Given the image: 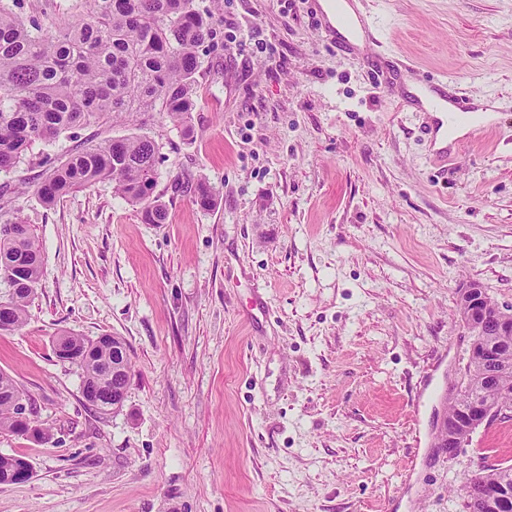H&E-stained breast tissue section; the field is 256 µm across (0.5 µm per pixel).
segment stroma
<instances>
[{"label":"stroma","instance_id":"1","mask_svg":"<svg viewBox=\"0 0 512 512\" xmlns=\"http://www.w3.org/2000/svg\"><path fill=\"white\" fill-rule=\"evenodd\" d=\"M213 9L191 128L159 112L35 144L0 173L43 249L26 323L0 371L49 442L0 431L29 481L0 512H464L483 457L512 464V418L436 447L472 341L476 283L512 307V0H357L376 43L348 51L313 0ZM490 104L441 171L406 112L411 86ZM159 146L149 224L111 183L54 205L35 193L75 141ZM206 179L205 210L186 192ZM121 338L123 407L103 416L57 336Z\"/></svg>","mask_w":512,"mask_h":512}]
</instances>
